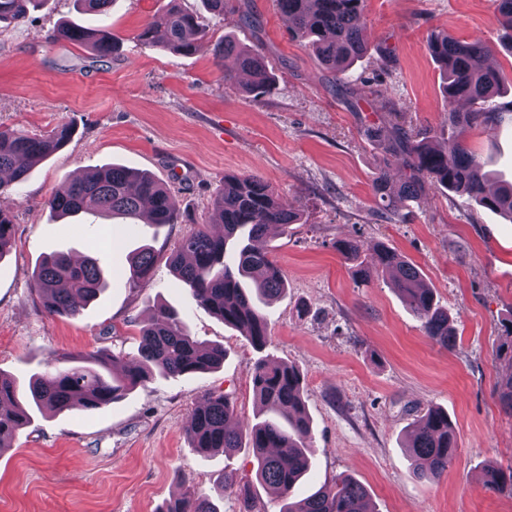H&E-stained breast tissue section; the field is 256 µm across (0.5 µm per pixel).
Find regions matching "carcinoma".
I'll list each match as a JSON object with an SVG mask.
<instances>
[{
    "mask_svg": "<svg viewBox=\"0 0 512 512\" xmlns=\"http://www.w3.org/2000/svg\"><path fill=\"white\" fill-rule=\"evenodd\" d=\"M40 2L0 0V24L22 22L29 8ZM171 2L173 5L162 19L145 24L138 40L148 46L159 43L190 54L204 38L205 28L197 16L175 5L176 0ZM365 2L276 0V6L288 16L291 36L314 52L334 80L368 51ZM205 3L215 16L236 15L241 25L255 24V19L236 8L231 0ZM495 11L498 25L512 32V0H495ZM56 33L58 39L84 45L99 57L112 55L115 47L112 34L104 29L90 31L64 24ZM428 49L443 75L448 147H436L423 133H408L396 124L389 129L370 128L369 138L379 142L384 150L372 182L381 214L392 217L393 196L414 202L433 186L465 195L512 222V183L503 181L488 190L490 180L483 163L465 144L468 129L495 124L501 116L492 101L500 93L503 76L485 63L491 49L479 40H459L448 34L431 38ZM217 57L233 59L232 68L224 69V84L233 83L239 72L250 77L247 83L237 86L245 94L259 96L273 82L268 62L258 51L241 48L226 39L218 47ZM72 134L73 129L67 125L46 135H32L19 129L0 130V173L10 175L9 181L0 180V195L9 186L22 184L29 169L66 146ZM394 166L406 171L404 180L396 187L390 181ZM47 205L61 216L93 212L136 219L144 211L147 223L155 225L173 224L177 218L172 196L159 180L147 172L114 164L104 165L82 180L64 183L48 198ZM300 220L299 210L280 203L261 175L227 174L224 190L214 200L207 220L219 225L223 232L205 227L196 230L181 241L168 262L196 305L241 331L255 348L261 349L269 339L263 306L281 296L287 283L271 253L260 242L270 227L286 229ZM12 233V216L0 209V255L10 246ZM336 251L358 261L361 271H366L357 241L339 240ZM155 261L156 254L150 246L130 259L133 285L150 279ZM369 266L391 278L433 344L445 350L454 347L456 337L448 313L437 307L432 289L414 264L381 244L374 250ZM33 288L49 314L75 317L103 289V280L95 260L55 253L41 263ZM139 338L138 358L110 375L106 373L107 361L120 363L122 357L114 354L110 359L94 358L87 365L73 367L61 366V358L52 359L48 369L29 382V405L39 411L48 408L55 414L76 407L94 411L157 376H190L224 364V348L194 339L184 330L178 314L166 307L141 326ZM253 386L261 407L257 422L244 429L233 424L234 409L228 399L222 394H211L191 415L186 429L190 446L202 452L227 454L247 440L256 461V476L282 501L280 512H373L366 489L348 475L322 485L307 497L294 496L296 484L310 466L306 441L311 425L301 374L292 365L262 359L253 366ZM496 394L503 409L512 416V371L498 382ZM29 421L30 413L18 399L15 382L0 375V445ZM408 448L418 478L432 480L444 475L458 448L448 414L431 408L415 420ZM485 486L496 494L512 496V465L487 469ZM158 512L217 509L209 497L188 488Z\"/></svg>",
    "mask_w": 512,
    "mask_h": 512,
    "instance_id": "carcinoma-1",
    "label": "carcinoma"
}]
</instances>
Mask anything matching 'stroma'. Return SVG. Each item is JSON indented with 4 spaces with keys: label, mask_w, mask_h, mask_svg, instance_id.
Masks as SVG:
<instances>
[{
    "label": "stroma",
    "mask_w": 512,
    "mask_h": 512,
    "mask_svg": "<svg viewBox=\"0 0 512 512\" xmlns=\"http://www.w3.org/2000/svg\"><path fill=\"white\" fill-rule=\"evenodd\" d=\"M170 0H114L107 15L75 0H45L21 24H0V127L44 134L66 124L71 141L32 167L0 196L13 216L11 248L0 256V374L27 385L54 356L70 365L100 354L133 358L139 328L165 304L195 338L224 346L218 370L155 378L95 411H33L0 449V512H158L186 489L213 497L219 512H243L237 493L251 488L255 512H279L280 500L256 478L250 448L231 454L190 448L185 428L210 394H225L236 423L259 411L252 367L285 361L303 378L311 421V469L295 489L304 497L338 475L353 476L373 512H512V499L484 487L488 466L512 464V417L495 388L512 366L496 359L502 325L512 319V223L445 189L399 206L381 220L372 180L383 150L369 127L397 120L444 142L446 103L431 35L481 38L512 85V47L502 38L493 0H367L370 49L343 83L293 39L274 0H247L259 27H244L180 0L206 35L190 55L145 46L136 35ZM108 29L112 56L56 40L57 27ZM260 50L274 82L258 97L224 84L214 48L223 39ZM468 148L487 169L512 181V120L477 126ZM117 164L153 174L171 191L178 221L157 227L78 214L60 219L47 206L63 183ZM228 173H257L300 223L276 229L265 245L288 284L265 307L263 349L197 306L177 285L167 258L204 224ZM111 224V250L99 238ZM363 253L383 244L416 265L457 334L446 351L388 277L361 275L338 240ZM158 255L152 279L133 287L129 259L142 245ZM96 259L107 283L79 316L48 314L33 288L44 256ZM445 410L458 438L456 457L439 479L413 474L406 446L427 408ZM231 475L234 487L216 493Z\"/></svg>",
    "instance_id": "stroma-1"
}]
</instances>
